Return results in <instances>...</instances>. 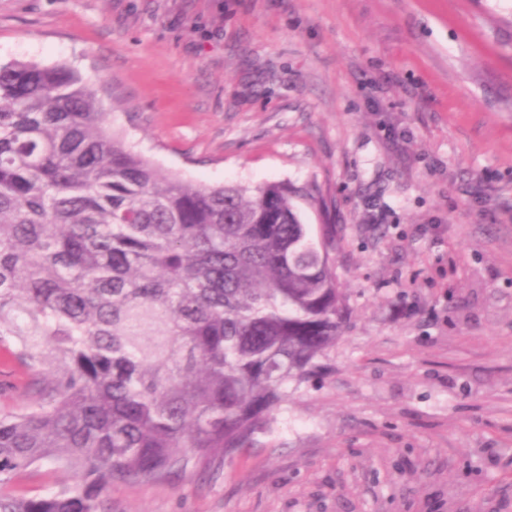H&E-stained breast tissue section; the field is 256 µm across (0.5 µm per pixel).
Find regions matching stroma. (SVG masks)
Wrapping results in <instances>:
<instances>
[{
    "instance_id": "35a3bbf8",
    "label": "stroma",
    "mask_w": 512,
    "mask_h": 512,
    "mask_svg": "<svg viewBox=\"0 0 512 512\" xmlns=\"http://www.w3.org/2000/svg\"><path fill=\"white\" fill-rule=\"evenodd\" d=\"M195 185L288 182L350 319L270 430L112 512H512V0H0Z\"/></svg>"
}]
</instances>
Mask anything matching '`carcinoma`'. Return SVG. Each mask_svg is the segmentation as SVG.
<instances>
[{
    "label": "carcinoma",
    "instance_id": "obj_1",
    "mask_svg": "<svg viewBox=\"0 0 512 512\" xmlns=\"http://www.w3.org/2000/svg\"><path fill=\"white\" fill-rule=\"evenodd\" d=\"M66 66L0 64V512H108L115 484L251 447L348 309L287 182L194 186L134 151ZM50 462L70 485L17 495ZM19 378H21L20 372L8 378L16 385L15 388L0 390V414L15 412L25 402L26 397Z\"/></svg>",
    "mask_w": 512,
    "mask_h": 512
}]
</instances>
